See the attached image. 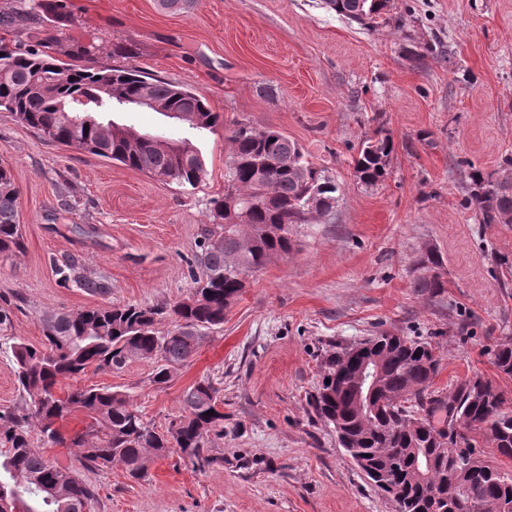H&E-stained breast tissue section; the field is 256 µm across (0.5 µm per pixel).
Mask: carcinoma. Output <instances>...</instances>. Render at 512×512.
<instances>
[{"label":"carcinoma","mask_w":512,"mask_h":512,"mask_svg":"<svg viewBox=\"0 0 512 512\" xmlns=\"http://www.w3.org/2000/svg\"><path fill=\"white\" fill-rule=\"evenodd\" d=\"M329 10L351 22L368 25L387 14L383 0H325ZM0 56V111L35 128L48 140L117 161L152 177L195 187L206 176L204 157L188 137L182 139L188 158L156 142L120 137L108 123L76 125L61 106L74 98L99 101L109 109L112 98H133L145 92L169 109L190 112L198 137L213 130L221 115L183 85L154 78L133 67L74 64L52 53L57 39L45 32L38 49L6 43ZM224 196L213 200L215 227L202 228L199 251L190 263L191 295L172 306L110 304L76 312L42 316L45 342L37 347L21 340L11 346L17 382L26 398L20 413L0 412V512H82L95 498L90 485L72 472L47 462L33 446L30 432L39 429L50 445L81 449L79 463L102 470L119 463L126 477L142 481L154 457L177 448L199 468L217 459L206 439L224 434L223 400L208 378L183 395L184 414L166 431L150 428L128 396L109 387L76 388L55 395L61 378L87 368L124 369L134 360L158 362L153 383L165 384L172 371L197 351L205 331L224 323V311L242 293L241 275L257 272L269 260L291 250L286 236H272L278 226L305 224L328 213L338 186L326 170L308 160L298 144L282 133L239 123L232 130ZM393 142L368 138L355 159V177L375 186L390 175ZM466 204L481 224H512V181L494 182L480 171L468 175ZM253 198L247 217L239 219L236 200ZM19 191L13 175L0 165V255L24 250L18 230ZM65 285L89 295L106 296L112 288L104 276H91L79 257L53 261ZM442 259L432 252L419 262L412 287L434 296L445 288ZM173 328H157L164 315ZM497 370L512 377V342L491 352ZM373 360L382 373L379 392L370 405L356 400L359 366ZM441 358L426 340L382 332L351 346H335L320 366L312 396L316 416L333 428L342 448L363 462L362 473L394 505V512H512V411L497 386L479 393L467 377L445 392L432 390ZM330 383H325V379ZM214 414L209 415L207 411ZM76 412L94 420L96 452L84 451L83 436L69 439L60 423ZM422 418L424 426L414 428ZM481 448H496L488 458Z\"/></svg>","instance_id":"carcinoma-1"}]
</instances>
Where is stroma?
<instances>
[{"label": "stroma", "mask_w": 512, "mask_h": 512, "mask_svg": "<svg viewBox=\"0 0 512 512\" xmlns=\"http://www.w3.org/2000/svg\"><path fill=\"white\" fill-rule=\"evenodd\" d=\"M58 48L107 66L126 60L190 88L223 121L199 141L208 170L181 187L44 139L0 112V164L19 190L24 254L0 257V298L15 309L0 330V410L21 402L10 344L44 340L41 316L102 305L152 306L188 297L187 262L224 191L235 123L288 136L340 187L325 217L292 224L293 250L252 273L196 353L161 387L155 364L86 369L78 387L125 392L157 430L183 410L195 382L224 401L221 462L198 469L178 449L151 462L145 481L122 467L81 468L77 451L41 444L45 459L77 471L97 492L90 512H394L309 403L331 344L387 331L428 340L441 358L435 390L481 373L512 398L490 352L512 342V224H481L462 203L477 168L512 179V0H395L366 27L323 0H55ZM26 0H0V36L36 47L42 20ZM394 142L391 175L367 187L352 159L363 140ZM68 183L73 207L57 205ZM92 233H84V226ZM443 259L446 287L418 295L412 269L426 250ZM80 257L108 277V297L59 285L55 258Z\"/></svg>", "instance_id": "35a3bbf8"}]
</instances>
